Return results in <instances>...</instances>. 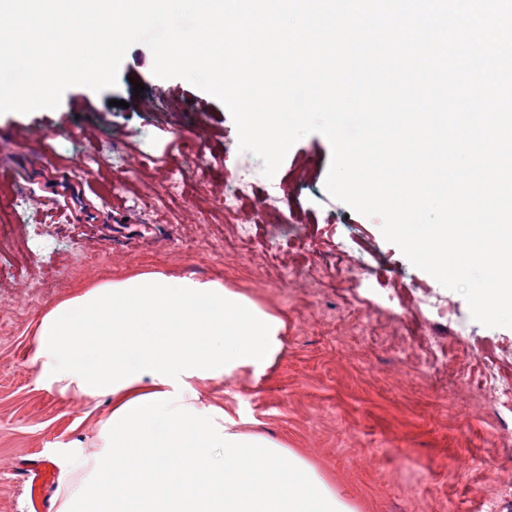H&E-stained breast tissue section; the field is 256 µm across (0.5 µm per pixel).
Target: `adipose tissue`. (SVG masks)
Wrapping results in <instances>:
<instances>
[{"instance_id": "adipose-tissue-1", "label": "adipose tissue", "mask_w": 512, "mask_h": 512, "mask_svg": "<svg viewBox=\"0 0 512 512\" xmlns=\"http://www.w3.org/2000/svg\"><path fill=\"white\" fill-rule=\"evenodd\" d=\"M285 321L223 283L149 272L48 310L34 358L62 391L115 397L63 512H359L298 452L235 428L196 381L262 376Z\"/></svg>"}]
</instances>
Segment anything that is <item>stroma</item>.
Masks as SVG:
<instances>
[{
	"instance_id": "1",
	"label": "stroma",
	"mask_w": 512,
	"mask_h": 512,
	"mask_svg": "<svg viewBox=\"0 0 512 512\" xmlns=\"http://www.w3.org/2000/svg\"><path fill=\"white\" fill-rule=\"evenodd\" d=\"M152 66L150 49L135 44L115 87L73 86L57 108L0 114V512L28 509L17 459L48 457L58 485L75 483L112 413L111 398L61 394L33 362L43 315L145 272L221 281L287 323L265 375L239 369L197 384L203 404L305 456L359 512H481L498 478L512 475V433L494 429L491 411L447 368L421 369L411 337L390 321L386 290L451 303L476 353H512V328L472 320L465 299L414 267L378 219L328 194L332 149L318 133L294 144L276 173L304 221L278 240L290 277L271 278L263 255L224 229L230 113ZM356 242L373 251V278L356 285L332 268L315 277L320 255ZM368 321L372 342L359 331Z\"/></svg>"
}]
</instances>
